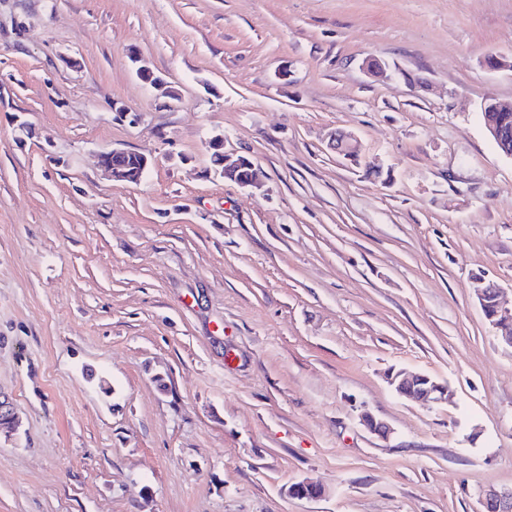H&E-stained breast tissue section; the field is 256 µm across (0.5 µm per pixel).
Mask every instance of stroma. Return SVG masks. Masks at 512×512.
<instances>
[{
  "label": "stroma",
  "instance_id": "1",
  "mask_svg": "<svg viewBox=\"0 0 512 512\" xmlns=\"http://www.w3.org/2000/svg\"><path fill=\"white\" fill-rule=\"evenodd\" d=\"M493 52L512 0H0V512H482L511 488L512 349L473 289L512 302ZM215 134L262 188L215 173ZM111 149L145 178L108 180ZM403 368L453 405L398 399Z\"/></svg>",
  "mask_w": 512,
  "mask_h": 512
}]
</instances>
